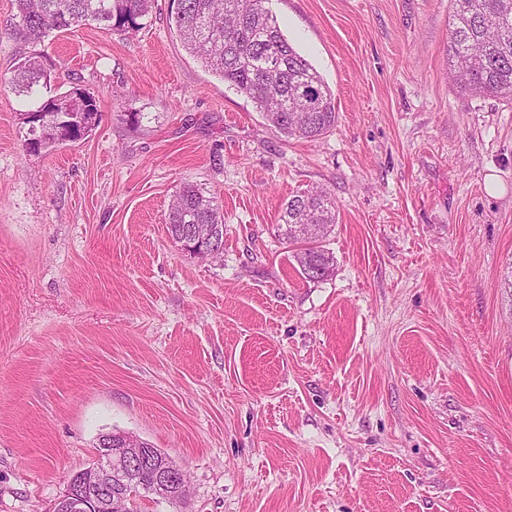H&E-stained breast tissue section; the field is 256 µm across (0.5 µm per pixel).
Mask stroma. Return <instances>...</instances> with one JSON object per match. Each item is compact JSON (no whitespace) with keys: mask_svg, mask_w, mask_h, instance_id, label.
<instances>
[{"mask_svg":"<svg viewBox=\"0 0 512 512\" xmlns=\"http://www.w3.org/2000/svg\"><path fill=\"white\" fill-rule=\"evenodd\" d=\"M172 3L32 45L0 0V74L41 53L102 114L31 154L0 92V512H50L112 430L188 471L145 512H512V103L453 83L449 0H269L335 97L313 142L191 56ZM185 181L220 258L167 231ZM316 187L310 282L278 219ZM295 224L304 229L303 236L297 233ZM318 224H327L323 231ZM336 224V205L330 194L323 188H315L293 195L283 205L279 226L282 235L292 247V257L300 274L308 281H320L328 277L333 267V257L319 245ZM320 272V273H318Z\"/></svg>","mask_w":512,"mask_h":512,"instance_id":"35a3bbf8","label":"stroma"}]
</instances>
